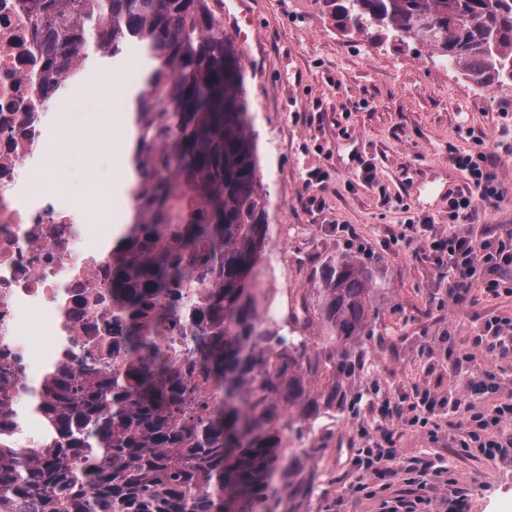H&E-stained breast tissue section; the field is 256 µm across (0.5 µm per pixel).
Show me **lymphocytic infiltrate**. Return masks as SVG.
Returning <instances> with one entry per match:
<instances>
[{"label":"lymphocytic infiltrate","instance_id":"obj_1","mask_svg":"<svg viewBox=\"0 0 512 512\" xmlns=\"http://www.w3.org/2000/svg\"><path fill=\"white\" fill-rule=\"evenodd\" d=\"M486 153L460 154L455 163L466 175L467 187L448 198V233H438L433 225L407 220L395 241L419 237L423 251L434 258L439 279L448 283V298L464 303L473 283L480 282L491 296L512 294V280L506 273L512 269V230L499 234L457 231L460 223L471 221L478 203L496 204L504 194L487 170ZM497 361L512 359V320L493 316L487 318L483 331L471 343L449 347L443 367L448 373V389L440 391L426 375H418L401 388L377 392L369 401L372 421L361 435L365 448L359 449L356 466L367 473L388 479L394 491L383 502L385 512H417L423 503L426 477H440L444 471L439 456L414 458L404 464L398 448L402 430L407 426L426 429L436 434L443 417L456 414L466 399H480L497 394L500 386L493 372L482 379L472 377L478 356ZM512 422V399L488 406L487 410L470 415L468 420L450 423L449 447L468 451L479 448L485 454L512 447V435L505 426Z\"/></svg>","mask_w":512,"mask_h":512}]
</instances>
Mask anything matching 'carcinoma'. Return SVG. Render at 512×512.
I'll list each match as a JSON object with an SVG mask.
<instances>
[{
	"label": "carcinoma",
	"instance_id": "carcinoma-1",
	"mask_svg": "<svg viewBox=\"0 0 512 512\" xmlns=\"http://www.w3.org/2000/svg\"><path fill=\"white\" fill-rule=\"evenodd\" d=\"M58 59L102 58L139 46L148 60L135 113L133 156L147 191L146 148L162 144L173 178L154 191L194 197L207 211L183 216L185 240L224 248V279L210 296L214 334L197 351L207 393L189 396L181 373L148 362L132 380L48 378L34 400L40 450L20 453L23 419L0 386V512H299L314 489L309 449L293 437L361 399L353 388L363 338L377 331L382 286L363 265L334 257L284 318L268 319L258 267L269 231L257 134L244 75L209 0H24ZM347 34L426 44L479 86L512 81V0H322ZM157 289L181 275L164 256Z\"/></svg>",
	"mask_w": 512,
	"mask_h": 512
}]
</instances>
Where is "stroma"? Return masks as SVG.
I'll return each mask as SVG.
<instances>
[{
    "label": "stroma",
    "instance_id": "35a3bbf8",
    "mask_svg": "<svg viewBox=\"0 0 512 512\" xmlns=\"http://www.w3.org/2000/svg\"><path fill=\"white\" fill-rule=\"evenodd\" d=\"M216 15L245 16L247 39L237 48L266 182L270 186V235L263 253L274 277L312 288L323 263L350 254L367 265L384 291L378 297L385 337L366 343L354 387L371 382L389 388L408 379L419 352L436 337L475 335L486 317L512 318V296L476 306L453 305L419 239L391 244L407 219H429L448 231V196L467 181L455 152L491 153L489 166L503 201L479 205L475 230L512 229V82L475 85L462 71L438 66L426 45L377 44L348 36L316 0H211ZM121 63L88 59L68 99L80 100L96 85L100 109H108ZM94 167L108 186L116 168L112 154L79 146L52 176L70 201L90 199L84 171ZM375 178L364 181L362 167ZM321 168V186L306 173ZM320 197L322 209L310 197ZM365 404L337 416L335 430L303 434L312 446L308 472L315 490L301 512H379L380 479L351 465L361 446L354 417ZM403 459L441 454L448 468L428 494L441 512L450 486L467 489L466 512H512V452L491 458L480 451L453 453L447 432L429 440L418 428L400 440Z\"/></svg>",
    "mask_w": 512,
    "mask_h": 512
}]
</instances>
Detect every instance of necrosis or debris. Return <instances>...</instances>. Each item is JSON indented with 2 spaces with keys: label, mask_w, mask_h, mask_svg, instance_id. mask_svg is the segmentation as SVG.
Instances as JSON below:
<instances>
[{
  "label": "necrosis or debris",
  "mask_w": 512,
  "mask_h": 512,
  "mask_svg": "<svg viewBox=\"0 0 512 512\" xmlns=\"http://www.w3.org/2000/svg\"><path fill=\"white\" fill-rule=\"evenodd\" d=\"M44 32L21 0H0V385L29 416L45 377L125 375L141 364L127 338L138 328L152 357L180 369L210 334L208 298L222 262L207 240L186 247L183 226L157 231L163 204L146 196L143 224L82 218L47 174L56 141L44 92ZM166 254L185 279L156 292L149 261ZM140 296L138 318L112 293L113 280Z\"/></svg>",
  "instance_id": "necrosis-or-debris-1"
}]
</instances>
